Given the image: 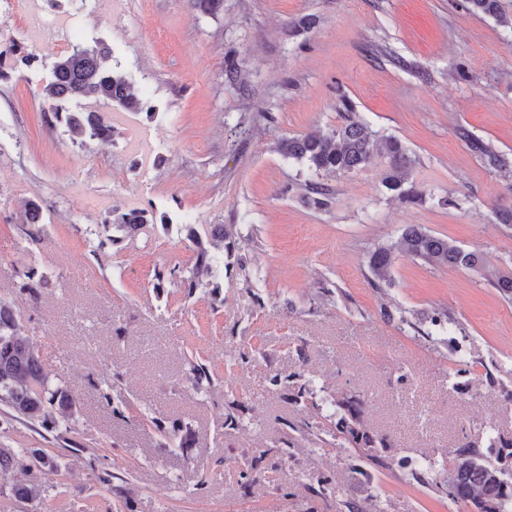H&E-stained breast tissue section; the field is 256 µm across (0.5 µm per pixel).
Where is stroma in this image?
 <instances>
[{"instance_id":"stroma-1","label":"stroma","mask_w":512,"mask_h":512,"mask_svg":"<svg viewBox=\"0 0 512 512\" xmlns=\"http://www.w3.org/2000/svg\"><path fill=\"white\" fill-rule=\"evenodd\" d=\"M97 42L152 111L80 100L113 128L84 147L46 122L45 88L56 58ZM2 50L0 297L79 405L70 427L50 430L0 412V443L59 464L16 471L43 493L21 503L2 486L0 512H340L347 501L458 512L435 474L414 478L403 463L441 459L487 424L512 439V298L492 285L512 272V229L497 219L512 208V28L463 0H224L215 18L190 0H0ZM343 99L409 149L424 202L387 192L381 165L331 179L327 208L303 202L308 173L276 143L335 129ZM471 137L507 167L488 166ZM28 202L44 216L38 245L21 231ZM116 206L172 225L96 250ZM183 223L239 233L246 264L221 272L218 296L153 286L156 270L193 262ZM409 224L479 253L480 267L410 256L399 247ZM377 244L396 251L375 287L366 253ZM33 267L51 277L35 299L21 289ZM436 311L447 331L431 323ZM195 361L214 378L204 395L185 382ZM300 369L314 381L303 405L269 383ZM342 392L366 396L367 429L394 443L365 476L353 449L322 440ZM121 400L133 408L125 421L112 415ZM230 415L249 429L225 426ZM174 419L190 443L160 452L155 424ZM304 420L312 429L290 458L243 486L234 457ZM326 478L331 495L309 497Z\"/></svg>"}]
</instances>
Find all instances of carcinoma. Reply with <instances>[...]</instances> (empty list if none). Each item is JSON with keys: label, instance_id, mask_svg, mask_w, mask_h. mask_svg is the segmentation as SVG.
Wrapping results in <instances>:
<instances>
[{"label": "carcinoma", "instance_id": "1", "mask_svg": "<svg viewBox=\"0 0 512 512\" xmlns=\"http://www.w3.org/2000/svg\"><path fill=\"white\" fill-rule=\"evenodd\" d=\"M194 7L204 15L215 17L224 11V0H192ZM467 8L493 16L504 25L512 20L503 16L499 0H465ZM111 56L109 48L102 44L81 48L69 55L60 56L53 64L52 80L46 86L48 97L57 101L51 115L58 123L81 138V141H104L112 136L110 121L98 112L71 111L61 106L63 102L94 98L118 104L129 112L151 110L148 100L129 78L117 67L107 68ZM343 123L326 134L315 133L285 137L278 142L277 150L285 159L304 162L310 173L305 183L308 202L316 208L328 205L332 189L325 183L353 171L371 167L379 162L386 164L382 186L407 203L423 201L424 194L413 184H406L408 170L413 159L403 143L395 137H377L353 116L348 104H342ZM470 148L483 156L492 167L507 166L506 159L491 146L476 139H467ZM42 211L35 203L25 208L23 230L25 239L34 243L42 240ZM156 224L153 212L147 209H112L110 218L104 220L98 230L97 248L115 246L134 238L148 225ZM181 230L194 246V265L186 270L162 269L155 273L156 284L161 288L165 280L177 282L187 296L195 295L201 286L199 277L210 275L212 291L221 287L216 268L219 256L232 258L237 265H244L242 256L235 254L238 241L233 225L213 224L204 230L185 223ZM405 251L433 268H472L481 262L475 252H467L455 243L438 237L416 224L407 225L401 236ZM367 266L374 279L386 280L394 261L393 247L377 245L367 253ZM22 289L32 295L49 284L45 272L30 269ZM304 374L295 372L281 380L271 379V384L291 391L290 400L299 403L309 394L312 381L302 380ZM211 374L201 364L195 365L188 382L196 390L210 385ZM0 405L11 416L31 425L38 423L44 428L57 423V417L71 419L77 408V399L62 384L54 382L45 371L40 355L27 337L21 318L12 304L0 297ZM333 412L329 415V433L341 448L355 449L358 460L367 464H381L378 449L391 447L389 438L369 432L363 424L365 401L352 394H339L330 402ZM494 429L485 428L488 449L483 452L479 442L468 440L448 456L441 464L432 460L418 463L411 474L420 470L438 468L440 486L446 489L448 500L462 508L471 506L478 512H512V477H507L499 466L503 456L512 457V440L493 435ZM32 455L39 466L50 471L56 469L53 457L44 452L27 448H9L0 445V477L9 476L20 464L21 458ZM11 492L20 502H32L40 497L41 486L36 483H15Z\"/></svg>", "mask_w": 512, "mask_h": 512}]
</instances>
